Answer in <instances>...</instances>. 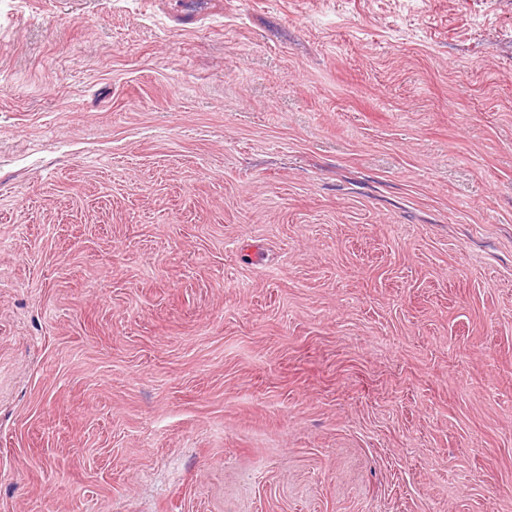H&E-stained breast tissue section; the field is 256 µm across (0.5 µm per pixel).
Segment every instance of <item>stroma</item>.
<instances>
[{"label": "stroma", "mask_w": 512, "mask_h": 512, "mask_svg": "<svg viewBox=\"0 0 512 512\" xmlns=\"http://www.w3.org/2000/svg\"><path fill=\"white\" fill-rule=\"evenodd\" d=\"M0 512H512V0H0Z\"/></svg>", "instance_id": "obj_1"}]
</instances>
